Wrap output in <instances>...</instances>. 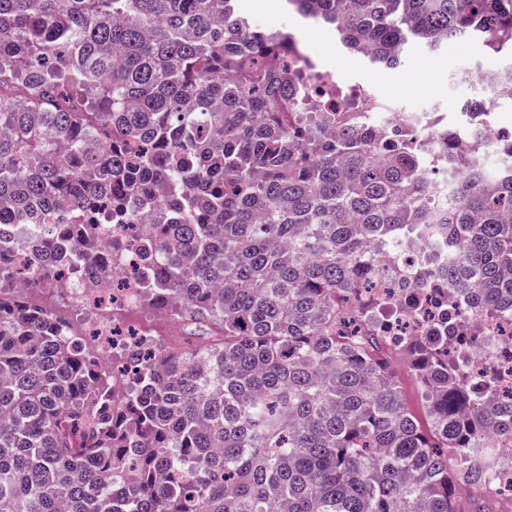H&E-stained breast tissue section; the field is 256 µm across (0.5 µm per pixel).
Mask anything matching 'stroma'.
Returning <instances> with one entry per match:
<instances>
[{
    "mask_svg": "<svg viewBox=\"0 0 512 512\" xmlns=\"http://www.w3.org/2000/svg\"><path fill=\"white\" fill-rule=\"evenodd\" d=\"M239 2L260 30L283 29L298 36L314 70L330 74L342 88H359L375 97L412 93L418 109L432 113L446 126L465 124V105L485 99L482 87L467 80V72H481L491 65L512 67V58H490L476 39L451 41L434 51L414 45L398 65L375 67L347 52L334 33L289 11L281 0Z\"/></svg>",
    "mask_w": 512,
    "mask_h": 512,
    "instance_id": "stroma-1",
    "label": "stroma"
}]
</instances>
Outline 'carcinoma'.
<instances>
[{
  "label": "carcinoma",
  "instance_id": "cac0c4a2",
  "mask_svg": "<svg viewBox=\"0 0 512 512\" xmlns=\"http://www.w3.org/2000/svg\"><path fill=\"white\" fill-rule=\"evenodd\" d=\"M287 2L375 66L472 37L512 56V0ZM290 42L237 0H0V512H483L463 487L501 494L489 438H512V396L478 389L468 321L445 309L473 283L471 316L512 321V139L490 175L486 112L432 129L435 159L413 123L379 141L352 112H301ZM147 209L143 305L192 340L133 347L114 404L112 369L15 288L30 269L60 287L101 217ZM410 235L430 255L397 272L400 294L358 296L366 244ZM422 289L444 312L383 335ZM390 367L395 373L401 390V395L405 406L415 416L423 430L427 429L428 416L425 400L422 397V391L414 375L408 369L403 359L391 357L389 359Z\"/></svg>",
  "mask_w": 512,
  "mask_h": 512
}]
</instances>
